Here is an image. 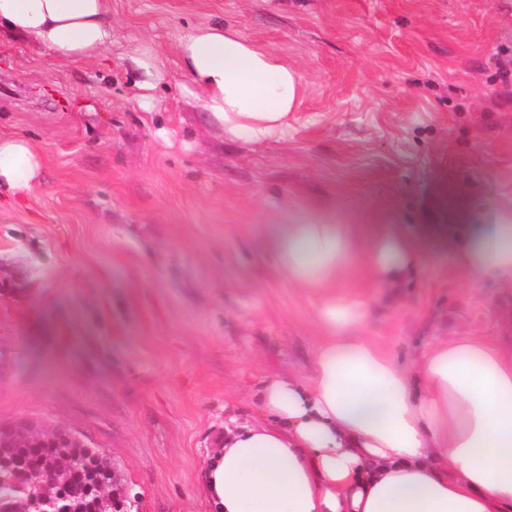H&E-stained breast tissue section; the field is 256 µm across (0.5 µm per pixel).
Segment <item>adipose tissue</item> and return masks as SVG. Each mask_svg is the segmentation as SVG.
Returning a JSON list of instances; mask_svg holds the SVG:
<instances>
[{
    "mask_svg": "<svg viewBox=\"0 0 512 512\" xmlns=\"http://www.w3.org/2000/svg\"><path fill=\"white\" fill-rule=\"evenodd\" d=\"M31 38L59 60L112 44L108 0H0V33ZM176 51L209 129L225 140L284 139L303 92L300 71L221 24L186 29ZM143 111L165 73L148 49L127 54ZM43 158L22 137L0 139V191L37 182ZM277 268L318 292L322 335L310 375L269 381L264 423L227 430L208 458L207 512H512V354L476 337L434 345L418 366L420 390L388 351L356 331L367 306L337 293L354 261L391 283L419 261L409 236L360 244L348 225L317 215L275 238ZM470 279L512 284V205L485 210L456 252Z\"/></svg>",
    "mask_w": 512,
    "mask_h": 512,
    "instance_id": "1",
    "label": "adipose tissue"
}]
</instances>
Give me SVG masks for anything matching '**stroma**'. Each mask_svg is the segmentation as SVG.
Listing matches in <instances>:
<instances>
[{
    "label": "stroma",
    "mask_w": 512,
    "mask_h": 512,
    "mask_svg": "<svg viewBox=\"0 0 512 512\" xmlns=\"http://www.w3.org/2000/svg\"><path fill=\"white\" fill-rule=\"evenodd\" d=\"M112 44L58 61L0 36V137L43 157L0 200V420L62 425L112 459L138 512H205L203 463L229 420L261 421L274 377L308 375L317 295L276 271L289 217L413 238L421 264L372 283L362 333L408 367L476 336L512 352V286L455 253L512 203V0H108ZM221 23L299 69L286 140L223 141L175 45ZM166 78L139 110L125 55Z\"/></svg>",
    "instance_id": "stroma-1"
}]
</instances>
